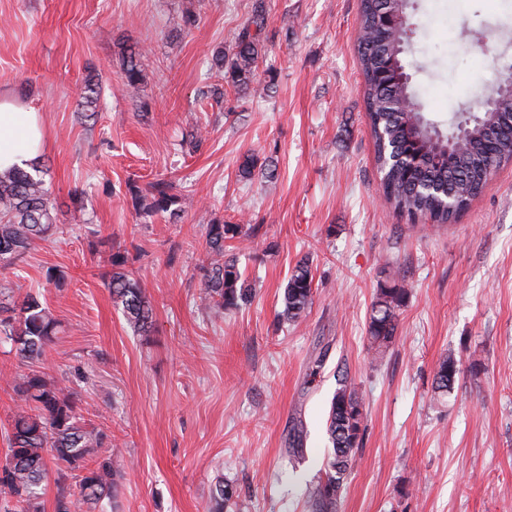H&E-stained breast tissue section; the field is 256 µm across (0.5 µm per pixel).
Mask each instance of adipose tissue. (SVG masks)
<instances>
[{
  "instance_id": "1",
  "label": "adipose tissue",
  "mask_w": 512,
  "mask_h": 512,
  "mask_svg": "<svg viewBox=\"0 0 512 512\" xmlns=\"http://www.w3.org/2000/svg\"><path fill=\"white\" fill-rule=\"evenodd\" d=\"M43 127L38 113L18 111L0 98V172L30 169L42 152Z\"/></svg>"
}]
</instances>
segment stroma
<instances>
[{"label": "stroma", "mask_w": 512, "mask_h": 512, "mask_svg": "<svg viewBox=\"0 0 512 512\" xmlns=\"http://www.w3.org/2000/svg\"><path fill=\"white\" fill-rule=\"evenodd\" d=\"M263 4L262 56L247 91L222 84L212 55ZM360 0H0V94L40 113L43 178L62 204L50 241L0 268V288L38 293L61 331L40 364L124 462L112 512H305L323 474L339 378L359 393L365 431L337 512H504L512 507V160L452 224H412L386 202L356 46ZM197 16L173 37L176 16ZM406 49L416 99L447 128L512 65V0H413ZM148 51L135 96L121 47ZM98 85L94 112L83 105ZM260 164L239 175L245 156ZM163 179L179 221L132 206ZM76 212H67L74 192ZM253 225L230 254L250 303L204 306L205 226ZM335 234H328V226ZM143 282L150 335L134 333L104 284L113 253ZM313 300L280 321L301 259ZM51 269L68 285L56 289ZM408 288L379 363L367 324L380 285ZM456 383L434 404L446 354ZM480 362L479 375L469 371ZM27 365L0 344V463ZM307 436L290 460L295 422Z\"/></svg>", "instance_id": "stroma-1"}]
</instances>
